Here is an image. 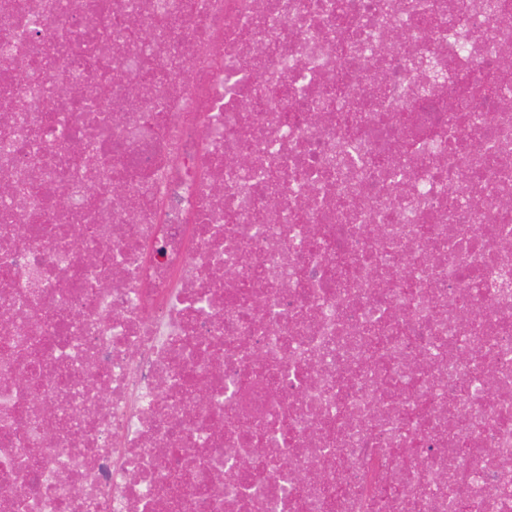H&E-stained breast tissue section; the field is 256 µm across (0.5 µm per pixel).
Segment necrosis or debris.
Listing matches in <instances>:
<instances>
[{
    "label": "necrosis or debris",
    "instance_id": "obj_1",
    "mask_svg": "<svg viewBox=\"0 0 512 512\" xmlns=\"http://www.w3.org/2000/svg\"><path fill=\"white\" fill-rule=\"evenodd\" d=\"M507 56L512 0H0V512H512Z\"/></svg>",
    "mask_w": 512,
    "mask_h": 512
}]
</instances>
